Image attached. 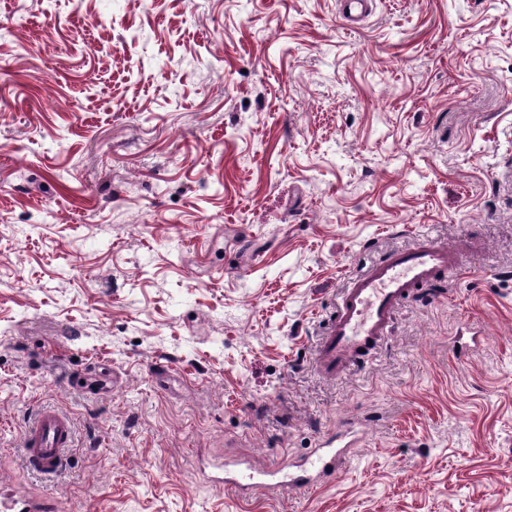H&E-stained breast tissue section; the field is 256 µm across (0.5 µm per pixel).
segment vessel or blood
Segmentation results:
<instances>
[{
  "mask_svg": "<svg viewBox=\"0 0 512 512\" xmlns=\"http://www.w3.org/2000/svg\"><path fill=\"white\" fill-rule=\"evenodd\" d=\"M456 249L426 244L398 251L355 276L345 288L334 319L316 353V364L326 376L333 377L360 357L375 351L388 335L398 307L413 288L452 271L457 265ZM73 442V423L63 412L42 410L24 435L23 455L26 466L41 475H55L62 467ZM348 455L344 448H321L308 462L310 476H294L279 469L241 470L238 476L224 478L225 486L242 484L257 487L266 479L279 485L301 487L314 485L316 478L338 471Z\"/></svg>",
  "mask_w": 512,
  "mask_h": 512,
  "instance_id": "1",
  "label": "vessel or blood"
}]
</instances>
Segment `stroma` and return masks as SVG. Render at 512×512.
<instances>
[{
    "instance_id": "1",
    "label": "stroma",
    "mask_w": 512,
    "mask_h": 512,
    "mask_svg": "<svg viewBox=\"0 0 512 512\" xmlns=\"http://www.w3.org/2000/svg\"><path fill=\"white\" fill-rule=\"evenodd\" d=\"M429 242L327 377L349 280ZM68 414L61 474L22 464ZM321 485L241 494L212 465ZM40 512H512V0H0V487ZM457 258L454 248L426 244L395 252L355 276L318 346L316 364L320 371L329 377L340 375L356 358L375 351L412 289L452 271ZM73 442V423L63 412L42 410L27 429L23 440L26 466L41 475H55L62 467ZM348 450L345 448H319L315 456L307 463L311 471L315 473L314 477L292 476L281 469H272L266 471H257L251 466L241 470L238 477H225L217 482L227 487L239 489L240 486H264L270 488H279L288 484L301 487H307L318 483V479L324 475H330L338 471L340 465L346 459ZM267 478L277 479L278 482L273 486L264 483ZM247 482L249 484H243Z\"/></svg>"
}]
</instances>
